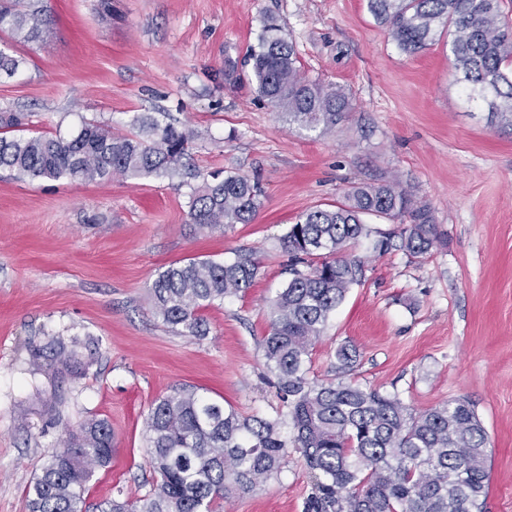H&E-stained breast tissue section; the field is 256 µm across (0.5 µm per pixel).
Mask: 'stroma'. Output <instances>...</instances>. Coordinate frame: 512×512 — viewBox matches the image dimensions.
Wrapping results in <instances>:
<instances>
[{
    "label": "stroma",
    "instance_id": "stroma-1",
    "mask_svg": "<svg viewBox=\"0 0 512 512\" xmlns=\"http://www.w3.org/2000/svg\"><path fill=\"white\" fill-rule=\"evenodd\" d=\"M52 36L0 46L25 60L0 78V109L29 131L64 137L83 122L132 132L154 112L195 132L187 164L258 179L254 221L198 230L176 178L16 180L0 171V512H27L48 452L89 419L114 436L111 463L84 492L87 512L136 499L154 473L145 418L154 400L193 388L244 415L276 416L265 379L267 302L287 281L282 239L302 213L362 184L395 183L426 206L441 239L422 257L349 251L363 276L311 351L313 378L357 352L350 381L420 413L469 400L490 461L486 512H512V126L468 102L445 42L410 56L367 0H44ZM276 16L304 75L342 86L354 108L309 131L263 101L248 51ZM255 251L246 295L202 309L209 332L180 335L156 315L151 286L169 265ZM76 371H57V342ZM312 475L297 453L219 512H302Z\"/></svg>",
    "mask_w": 512,
    "mask_h": 512
}]
</instances>
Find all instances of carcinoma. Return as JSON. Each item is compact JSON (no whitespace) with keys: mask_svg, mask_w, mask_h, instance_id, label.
Returning <instances> with one entry per match:
<instances>
[{"mask_svg":"<svg viewBox=\"0 0 512 512\" xmlns=\"http://www.w3.org/2000/svg\"><path fill=\"white\" fill-rule=\"evenodd\" d=\"M406 54L448 41L452 64L469 100H481L512 126V30L500 0H367ZM23 42L51 33L42 0H0V31ZM261 98L306 130H327L352 109L340 87L308 79L278 20L268 18L248 54ZM23 58L0 48V73ZM24 114L0 113V170L20 180L96 181L114 174L180 178L189 189V216L202 231L251 223L262 207L258 182L241 175L207 178L183 166L194 138L187 127L152 119L136 134L85 123L74 137L23 133ZM399 220L379 234L384 254L400 240L421 257L440 239L429 212L395 184L353 187L345 199L302 214L283 239L291 278L268 306L265 366L282 402L274 418L244 416L195 390L155 401L146 420L156 481L135 500L112 501L100 512H213L220 500L252 491L277 473L288 448L312 473L303 512H482L489 481L486 433L470 403L455 399L419 414L391 394L345 381L356 352L336 350V377L309 378L310 351L330 315L363 274L361 261L340 256L372 234L364 217ZM259 262L241 251L232 263L211 259L172 264L154 280L156 314L185 336L207 333L200 311L241 296ZM294 436L282 435L283 419ZM112 430L91 419L48 453L27 490L29 512H83V492L95 468L112 460Z\"/></svg>","mask_w":512,"mask_h":512,"instance_id":"1","label":"carcinoma"}]
</instances>
